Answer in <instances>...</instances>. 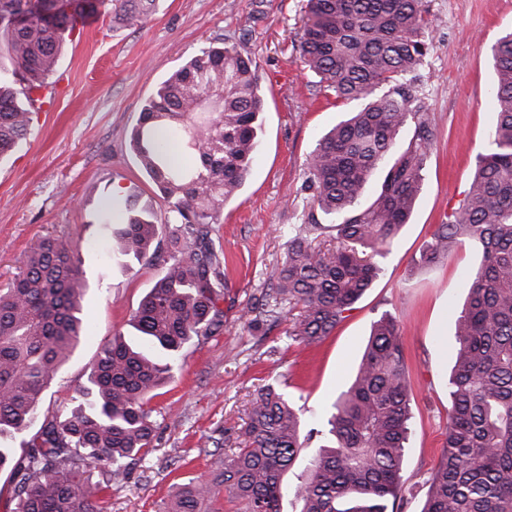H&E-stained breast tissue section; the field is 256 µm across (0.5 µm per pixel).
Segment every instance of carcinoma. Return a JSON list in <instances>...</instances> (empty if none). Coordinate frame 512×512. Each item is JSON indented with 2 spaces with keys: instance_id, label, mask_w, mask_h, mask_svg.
Here are the masks:
<instances>
[{
  "instance_id": "carcinoma-1",
  "label": "carcinoma",
  "mask_w": 512,
  "mask_h": 512,
  "mask_svg": "<svg viewBox=\"0 0 512 512\" xmlns=\"http://www.w3.org/2000/svg\"><path fill=\"white\" fill-rule=\"evenodd\" d=\"M156 0H0V159L30 128L35 95L56 71L78 14L105 12L119 24L146 20ZM432 20L422 0H306L299 30L305 69L319 92L355 102L305 163L311 232L288 238L264 293L244 311L256 330L288 306V335L309 346L331 335L371 286L409 222L434 142L407 76L427 52ZM497 120L476 155L464 199L422 248L425 265L465 240L483 247L456 321L442 462L423 512H512V31L490 47ZM256 63L235 44L202 48L145 100L130 147L165 210L130 194L105 203L113 224L104 251L147 263L164 276L142 298L134 328L144 349L115 337L88 367L70 410L41 412L44 393L86 335L85 280L78 249L46 235L0 289V439L36 429L21 451L0 447V471L15 480L13 512H98L91 468L120 480L149 452L156 422L149 402L171 378L186 344L223 329L224 251L216 237L224 203L236 196L263 133ZM405 143H400L403 134ZM375 198L364 202L372 179ZM172 251H161L162 227ZM411 385L399 327L385 314L356 373L335 402L325 444L308 458L295 489L302 512H388L405 499L401 466L410 433ZM279 389L254 399L242 446L211 478L183 485L167 512H283V477L312 437Z\"/></svg>"
}]
</instances>
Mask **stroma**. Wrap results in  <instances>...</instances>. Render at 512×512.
Instances as JSON below:
<instances>
[{"label": "stroma", "instance_id": "stroma-1", "mask_svg": "<svg viewBox=\"0 0 512 512\" xmlns=\"http://www.w3.org/2000/svg\"><path fill=\"white\" fill-rule=\"evenodd\" d=\"M303 0H156L140 25L97 18L91 30L68 37L49 79L50 108L34 113L28 135L0 161V288L17 274L28 250L47 234L80 244L86 282V336L49 386L44 408L70 405L86 383L87 367L114 336L132 338L131 318L163 276L160 264L105 256L112 227L100 223L105 198L137 191L163 208L140 170L129 140L145 99L200 48L234 43L256 61L264 90L262 142L239 193L224 205L217 226L224 249V329L188 344L173 378L150 406L156 440L127 476L106 483L102 512H166L177 485L210 474L202 449L236 438L264 385L286 393L314 436L313 455L336 396L352 379L382 315L396 318L410 375L411 432L401 470L413 494L396 512H422L428 481L443 453L454 363L456 319L482 259L469 241L421 267L420 251L467 191L475 156L496 121L489 48L512 28V0H423L432 25L428 50L410 75L413 94L435 131L422 191L409 222L380 261L370 288L324 340L304 347L288 336L287 320L268 335L249 329L245 309L270 287L287 238L309 211L304 162L323 133L354 104L318 94L304 67L297 32Z\"/></svg>", "mask_w": 512, "mask_h": 512}]
</instances>
